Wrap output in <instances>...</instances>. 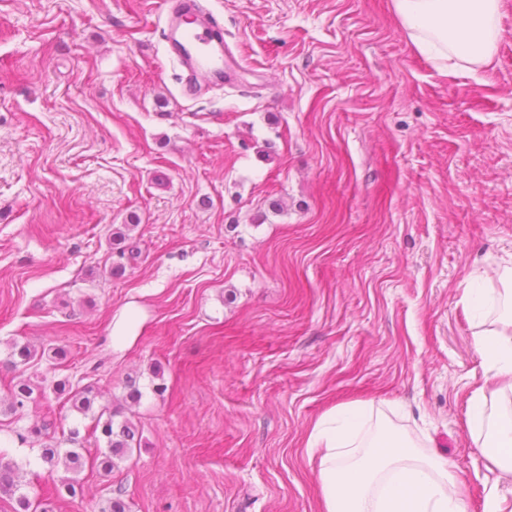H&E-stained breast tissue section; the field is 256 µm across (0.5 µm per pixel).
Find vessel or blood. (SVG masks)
Listing matches in <instances>:
<instances>
[{
    "label": "vessel or blood",
    "mask_w": 512,
    "mask_h": 512,
    "mask_svg": "<svg viewBox=\"0 0 512 512\" xmlns=\"http://www.w3.org/2000/svg\"><path fill=\"white\" fill-rule=\"evenodd\" d=\"M164 15V40L183 70L185 96L197 97L204 83L238 70V61L225 54L222 22L206 14L200 0H170Z\"/></svg>",
    "instance_id": "b4317fda"
}]
</instances>
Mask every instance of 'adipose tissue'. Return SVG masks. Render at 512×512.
I'll return each mask as SVG.
<instances>
[{"label":"adipose tissue","instance_id":"adipose-tissue-1","mask_svg":"<svg viewBox=\"0 0 512 512\" xmlns=\"http://www.w3.org/2000/svg\"><path fill=\"white\" fill-rule=\"evenodd\" d=\"M500 8L501 0H392L409 41L443 72L452 61L489 62ZM473 347L483 381L467 399L466 427L486 469L510 473L512 412L499 410L487 391H512V318L482 327ZM306 448L317 463L322 512H467L456 467L419 450L373 403L331 408L315 423Z\"/></svg>","mask_w":512,"mask_h":512}]
</instances>
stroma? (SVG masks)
I'll use <instances>...</instances> for the list:
<instances>
[{
	"instance_id": "35a3bbf8",
	"label": "stroma",
	"mask_w": 512,
	"mask_h": 512,
	"mask_svg": "<svg viewBox=\"0 0 512 512\" xmlns=\"http://www.w3.org/2000/svg\"><path fill=\"white\" fill-rule=\"evenodd\" d=\"M159 2L0 0V398L15 342L45 386L0 407L24 491L53 482L20 433L91 424L65 379L141 446L59 512H321L306 440L356 400L457 465L467 512L512 508L465 426L461 302L512 269V0L491 61L445 74L391 0H205L242 70L199 98Z\"/></svg>"
}]
</instances>
